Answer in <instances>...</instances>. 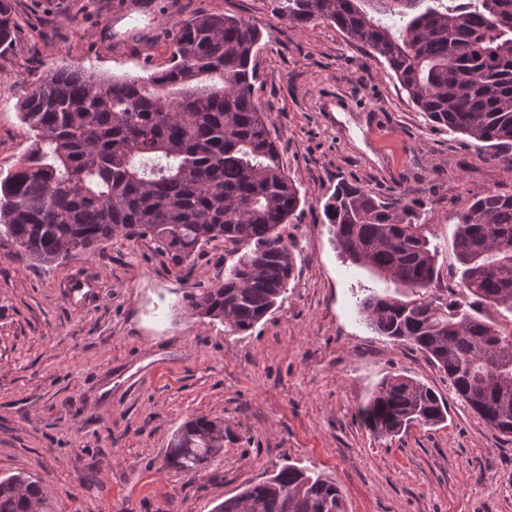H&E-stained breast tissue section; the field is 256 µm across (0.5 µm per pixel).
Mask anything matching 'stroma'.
Listing matches in <instances>:
<instances>
[{"label": "stroma", "mask_w": 512, "mask_h": 512, "mask_svg": "<svg viewBox=\"0 0 512 512\" xmlns=\"http://www.w3.org/2000/svg\"><path fill=\"white\" fill-rule=\"evenodd\" d=\"M18 27L0 50V170L27 150L16 104L49 71L166 69L170 33L201 14L255 23L254 98L301 205L279 231L295 277L248 333L179 310L187 288L224 280L240 245H206L190 270L153 241L113 236L61 264L0 246V477L41 481L56 512H211L283 464L338 481L347 512H512V438L454 396L411 345L376 334L356 310L387 282L336 248L323 204L338 183L421 213L441 278L467 200L512 194V151L433 127L387 65L335 25L277 18L274 0H9ZM401 374L448 403L444 423L374 435L358 411ZM223 420L224 451L197 476L164 467L174 432Z\"/></svg>", "instance_id": "1"}]
</instances>
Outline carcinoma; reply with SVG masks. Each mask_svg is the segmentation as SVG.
Returning <instances> with one entry per match:
<instances>
[{
	"instance_id": "obj_1",
	"label": "carcinoma",
	"mask_w": 512,
	"mask_h": 512,
	"mask_svg": "<svg viewBox=\"0 0 512 512\" xmlns=\"http://www.w3.org/2000/svg\"><path fill=\"white\" fill-rule=\"evenodd\" d=\"M296 25L328 22L384 59L430 123L512 148V0H277ZM391 18L398 22L390 24ZM0 0V45L12 40ZM258 27L202 14L172 29L171 66L114 77L61 67L17 105L30 145L0 175V244L46 266L91 252L117 234L148 238L176 266L216 239L245 246L224 282L183 292L192 314L251 331L294 278L292 246L278 227L300 206L278 146L254 99ZM324 215L350 262L410 291L367 289L357 313L378 335L409 343L448 378L455 397L512 436V195L488 194L460 210L452 236L458 266L448 294L432 288L438 254L421 216L349 182ZM448 405L404 375L381 380L360 407L379 437L434 426ZM224 450V422L204 417L174 434L164 465L197 474ZM0 512H53L31 476L0 479ZM215 512H346L341 485L296 464L250 483Z\"/></svg>"
}]
</instances>
